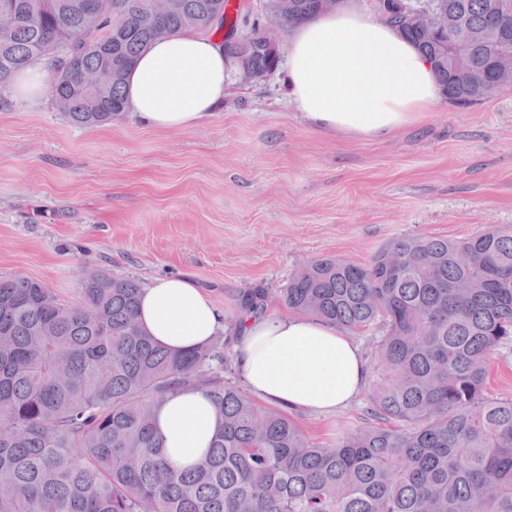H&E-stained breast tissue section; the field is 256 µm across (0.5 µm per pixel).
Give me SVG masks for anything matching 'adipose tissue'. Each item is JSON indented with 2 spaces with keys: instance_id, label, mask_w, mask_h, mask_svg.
I'll return each mask as SVG.
<instances>
[{
  "instance_id": "adipose-tissue-1",
  "label": "adipose tissue",
  "mask_w": 512,
  "mask_h": 512,
  "mask_svg": "<svg viewBox=\"0 0 512 512\" xmlns=\"http://www.w3.org/2000/svg\"><path fill=\"white\" fill-rule=\"evenodd\" d=\"M288 98L311 127L331 137H388L433 111L441 93L429 61L388 23L355 6L295 28L282 72ZM229 65L221 34L185 30L152 43L126 81V110L156 128H192L224 100ZM139 321L159 344L183 352L222 326L211 299L185 277L143 288ZM236 369L261 400L313 412L350 403L367 376L366 360L342 329L302 316L250 322ZM217 413L185 388L155 410L170 461L179 468L205 456Z\"/></svg>"
}]
</instances>
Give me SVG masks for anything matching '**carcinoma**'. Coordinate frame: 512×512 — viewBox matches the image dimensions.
I'll return each instance as SVG.
<instances>
[{
  "instance_id": "1",
  "label": "carcinoma",
  "mask_w": 512,
  "mask_h": 512,
  "mask_svg": "<svg viewBox=\"0 0 512 512\" xmlns=\"http://www.w3.org/2000/svg\"><path fill=\"white\" fill-rule=\"evenodd\" d=\"M492 0H379L377 15L429 58L454 104L490 96L495 57L512 34L452 69L413 16L454 8L460 37L479 32ZM154 0H0V88L38 60L59 111L80 127L124 114L126 76L157 40L140 25ZM321 13L293 0L281 31ZM183 30L249 34L252 68L279 51L227 12V0H170L158 18ZM100 71L112 72L106 83ZM79 300L41 281L0 277V512H512V399L486 394L490 358L512 354V226L462 239L405 236L366 265L324 257L280 290L288 308L366 338L383 376L367 424L323 446L288 412L234 382L233 346L268 295L247 288L224 332L174 353L138 319L141 282L80 280ZM202 391L218 423L206 457L175 468L155 407L182 387Z\"/></svg>"
}]
</instances>
